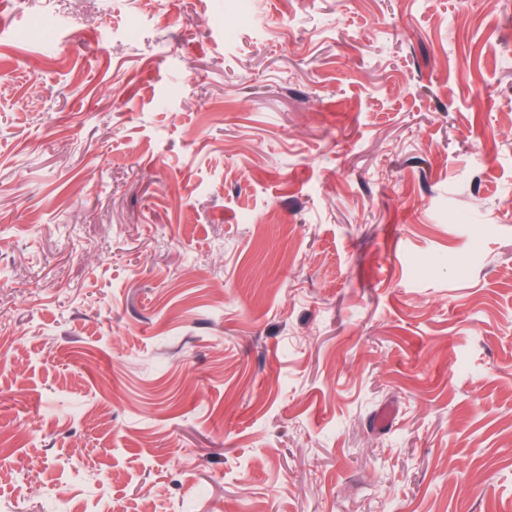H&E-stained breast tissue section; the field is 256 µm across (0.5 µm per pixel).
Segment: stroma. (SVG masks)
<instances>
[{
    "instance_id": "35a3bbf8",
    "label": "stroma",
    "mask_w": 512,
    "mask_h": 512,
    "mask_svg": "<svg viewBox=\"0 0 512 512\" xmlns=\"http://www.w3.org/2000/svg\"><path fill=\"white\" fill-rule=\"evenodd\" d=\"M0 452V512H512V0H0Z\"/></svg>"
}]
</instances>
